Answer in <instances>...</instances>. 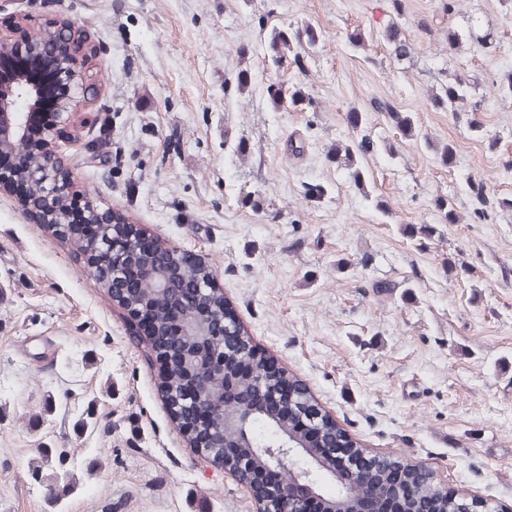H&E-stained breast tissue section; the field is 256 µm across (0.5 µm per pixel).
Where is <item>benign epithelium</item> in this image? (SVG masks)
<instances>
[{
  "instance_id": "benign-epithelium-1",
  "label": "benign epithelium",
  "mask_w": 512,
  "mask_h": 512,
  "mask_svg": "<svg viewBox=\"0 0 512 512\" xmlns=\"http://www.w3.org/2000/svg\"><path fill=\"white\" fill-rule=\"evenodd\" d=\"M30 21L23 27L0 17V155L26 158L16 173L0 166V193L17 196L18 185L34 172L44 186L41 197L35 201L27 193L19 201L60 235L78 240L89 265L103 270L101 283L114 302L148 317L152 332L173 337V348L156 351L155 360L179 429L199 459L224 466L243 484L256 512H378L373 498L352 487L372 458L312 403L308 391L294 383L284 399L252 384V342L224 305L207 265L158 242L152 248L162 261L152 262L146 233L108 208L90 204L91 223H70L67 197L75 190L62 159L72 145L67 128L74 104L88 94L91 45L68 17ZM184 287L194 294L193 303L173 306L172 296ZM258 365L271 382L288 378L271 357ZM257 416L275 429L278 462L265 458L249 437ZM394 469L400 487L394 497L408 512H420L424 482L448 494L420 464L398 460ZM324 472L340 487L334 496L319 489ZM462 512L512 508L466 497Z\"/></svg>"
}]
</instances>
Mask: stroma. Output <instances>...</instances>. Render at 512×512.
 <instances>
[{
  "label": "stroma",
  "mask_w": 512,
  "mask_h": 512,
  "mask_svg": "<svg viewBox=\"0 0 512 512\" xmlns=\"http://www.w3.org/2000/svg\"><path fill=\"white\" fill-rule=\"evenodd\" d=\"M444 2L403 0L401 61L383 36L387 0H0V17H68L97 49L63 160L85 199L204 260L255 345L369 454L510 506L512 209L474 223L467 182L512 199V95L499 89L512 19L499 0H458L451 16ZM474 13L497 47L450 49L449 28ZM308 25L318 45L272 64L271 31ZM448 70L474 78L485 137L429 104ZM375 99L411 113L417 138L369 111ZM354 109L378 144L359 185L327 154L355 138ZM435 142L453 145L451 165ZM440 197L456 223L440 222ZM421 225L430 240L406 234ZM0 512H254L178 430L152 354L79 244L5 194Z\"/></svg>",
  "instance_id": "1"
}]
</instances>
